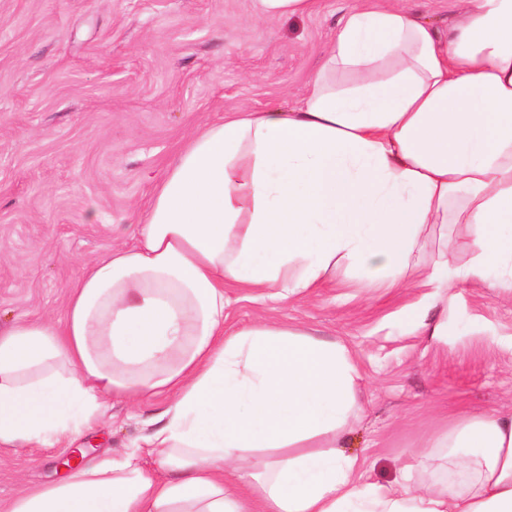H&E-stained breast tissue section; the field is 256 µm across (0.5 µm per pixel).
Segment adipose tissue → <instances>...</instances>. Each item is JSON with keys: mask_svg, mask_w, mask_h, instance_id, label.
Instances as JSON below:
<instances>
[{"mask_svg": "<svg viewBox=\"0 0 512 512\" xmlns=\"http://www.w3.org/2000/svg\"><path fill=\"white\" fill-rule=\"evenodd\" d=\"M452 224L464 278L512 291V0H459L445 30L409 0H356L298 106L204 124L64 319L0 328L2 446L74 443L114 397L171 400L123 457L7 512H512V412L457 413L419 450L441 462L429 483L379 484L342 447L362 410L350 348L227 323L226 289L301 299L341 261L447 303Z\"/></svg>", "mask_w": 512, "mask_h": 512, "instance_id": "adipose-tissue-1", "label": "adipose tissue"}]
</instances>
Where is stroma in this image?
I'll return each instance as SVG.
<instances>
[{"label":"stroma","instance_id":"stroma-1","mask_svg":"<svg viewBox=\"0 0 512 512\" xmlns=\"http://www.w3.org/2000/svg\"><path fill=\"white\" fill-rule=\"evenodd\" d=\"M352 0L267 21L257 0H0V326L61 318L84 270L133 243L146 203L204 122L306 94ZM232 324L283 320L344 341L361 372L362 419L347 432L371 481L399 480L461 409H512V292L458 279L447 335L393 324L424 291L357 282L276 304L226 291ZM169 405L114 399L81 444L120 457ZM67 444L0 447V512L54 481Z\"/></svg>","mask_w":512,"mask_h":512}]
</instances>
